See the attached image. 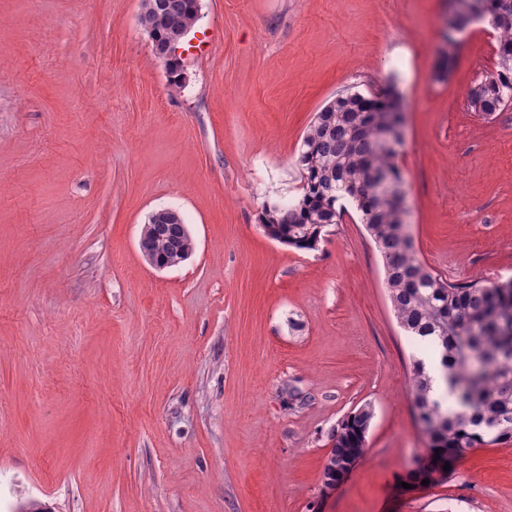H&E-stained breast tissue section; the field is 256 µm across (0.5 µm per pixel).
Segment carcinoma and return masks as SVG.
I'll return each mask as SVG.
<instances>
[{"instance_id":"obj_1","label":"carcinoma","mask_w":512,"mask_h":512,"mask_svg":"<svg viewBox=\"0 0 512 512\" xmlns=\"http://www.w3.org/2000/svg\"><path fill=\"white\" fill-rule=\"evenodd\" d=\"M496 42L494 73L468 92L469 105L483 116L512 106V0H482ZM138 24L158 36L154 52L195 24L189 0H141ZM400 102L389 86L383 96L347 92L317 113L304 134L296 162L302 192L288 212L264 209L263 227L273 240L314 250L324 230L354 205L383 261L388 297L401 328L414 343L410 390L417 422L426 437L428 464L410 471L412 485L455 464L480 445L512 441V281L454 284L415 254L404 231L408 210L398 205L403 177L385 118ZM159 207L141 236L153 253L173 258L170 243L156 235L167 223ZM431 362L444 388L435 392ZM373 418L365 405L341 422L328 455L364 450Z\"/></svg>"}]
</instances>
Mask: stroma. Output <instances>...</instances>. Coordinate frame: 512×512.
Instances as JSON below:
<instances>
[{"label": "stroma", "mask_w": 512, "mask_h": 512, "mask_svg": "<svg viewBox=\"0 0 512 512\" xmlns=\"http://www.w3.org/2000/svg\"><path fill=\"white\" fill-rule=\"evenodd\" d=\"M140 0H0V512H512V442L404 488L425 439L416 349L355 210L317 249L266 236L300 194L329 101L395 86L418 257L512 280V109L471 23L439 72L448 0H200L170 93ZM177 209L195 240L159 270L138 240ZM374 417L325 491L331 435Z\"/></svg>", "instance_id": "1"}]
</instances>
